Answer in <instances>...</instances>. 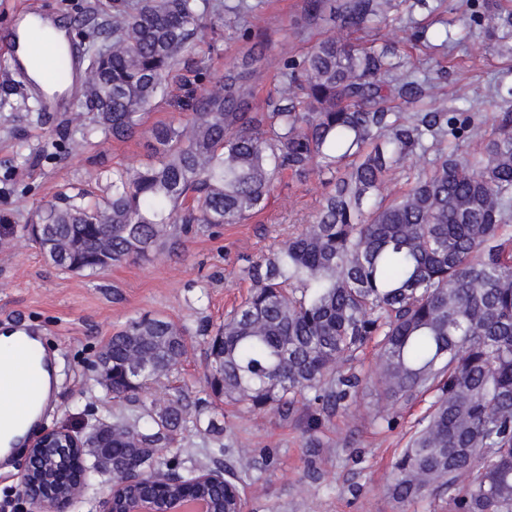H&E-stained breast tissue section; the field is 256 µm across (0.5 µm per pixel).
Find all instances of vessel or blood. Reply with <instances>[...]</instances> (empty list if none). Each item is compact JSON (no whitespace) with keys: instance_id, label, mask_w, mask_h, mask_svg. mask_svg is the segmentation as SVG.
I'll return each instance as SVG.
<instances>
[{"instance_id":"1","label":"vessel or blood","mask_w":512,"mask_h":512,"mask_svg":"<svg viewBox=\"0 0 512 512\" xmlns=\"http://www.w3.org/2000/svg\"><path fill=\"white\" fill-rule=\"evenodd\" d=\"M0 56L7 59V74L25 93L38 97L45 112L67 116L72 112L68 91L86 86L88 70L68 31L58 28L54 16L38 7H16L8 24L0 29ZM65 64L67 76L60 84L44 78V71ZM12 348L13 365L0 371V396L6 397V413L18 420L31 415L33 400L43 398L40 375L29 369L34 351V331L19 326Z\"/></svg>"}]
</instances>
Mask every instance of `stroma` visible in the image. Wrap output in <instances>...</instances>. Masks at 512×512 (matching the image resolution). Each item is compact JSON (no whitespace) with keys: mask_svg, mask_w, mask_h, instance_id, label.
<instances>
[{"mask_svg":"<svg viewBox=\"0 0 512 512\" xmlns=\"http://www.w3.org/2000/svg\"><path fill=\"white\" fill-rule=\"evenodd\" d=\"M47 7L94 27L111 20L112 0H44ZM306 0H246L242 22L252 36L222 25H203L179 70L187 78L205 73L216 82L244 52L263 54L265 64L250 83L257 104L279 84L284 53L305 55L332 32L330 21L309 23ZM463 0H400L394 14L354 42L387 47L410 57L428 80L446 92L466 83L471 96L449 101L479 116L512 109V95L488 97L497 75L512 69V57L482 47L483 35L463 24ZM457 34L444 44L445 33ZM0 68V210L11 209L13 223L0 224V334L21 322L39 330V351L57 359L61 374L49 412L37 432L66 427L87 431L105 410L123 412L128 404L104 396L94 363L105 342L128 321L153 312L188 327L187 352L178 370L154 384L151 397L168 401L184 394L201 403L217 432L202 428L178 435L175 463L188 467L190 454L220 442L252 459L261 478L248 487V512H455L452 501L435 495L400 502L387 491L393 465L432 401L423 396L394 409L391 425L374 422L378 388L367 382L355 403L327 414L296 404L291 414L254 410L246 404L212 405L205 377L202 326H217L247 297L246 268L271 257L288 237L313 222L328 191L318 179H283L265 208L218 235L198 233L170 254L113 265L87 276L61 270L21 228L34 209L58 191L101 186L90 169L103 171L130 163L153 162L146 137L126 141L83 138V118H39L27 112L25 96ZM26 150L29 161L18 158ZM24 446L0 466V512H25L20 478Z\"/></svg>","mask_w":512,"mask_h":512,"instance_id":"obj_1","label":"stroma"}]
</instances>
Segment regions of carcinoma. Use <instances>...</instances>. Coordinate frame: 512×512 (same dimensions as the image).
Returning a JSON list of instances; mask_svg holds the SVG:
<instances>
[{"label":"carcinoma","mask_w":512,"mask_h":512,"mask_svg":"<svg viewBox=\"0 0 512 512\" xmlns=\"http://www.w3.org/2000/svg\"><path fill=\"white\" fill-rule=\"evenodd\" d=\"M394 0H341L332 34L301 59H284L268 111H251L242 81L256 59L243 57L198 93L190 117L148 131L156 161L95 178L112 194L79 191L44 204L26 236L58 267L94 273L171 251L203 228L238 224L261 211L287 176L324 180L331 190L313 223L266 262L247 269L253 289L207 342L214 397L287 414L301 396L322 412L353 399L362 382L340 364L376 347L375 379L391 405L434 394L402 449L387 490L401 501L439 491L457 512H512V112L494 116L491 138L468 112L448 111L438 86L392 53L350 40L388 16ZM228 0H121L112 25L86 35L91 79L78 103L87 134L135 136L144 111L166 92L205 17L239 15ZM512 54V0L466 15ZM305 100L296 110L295 100ZM433 102L407 116L392 102ZM481 145L478 154L461 152ZM402 170L407 189L382 192ZM184 327L151 312L131 319L102 347L117 398L136 383L135 410L99 418L85 452L102 456L111 478L134 458L146 477L169 468L176 436L200 427L175 396H144L186 353ZM133 362L146 368L128 375ZM205 460L241 487L254 466L223 444ZM55 472L92 484L100 472L66 456ZM204 491L197 468L172 491Z\"/></svg>","instance_id":"1"}]
</instances>
